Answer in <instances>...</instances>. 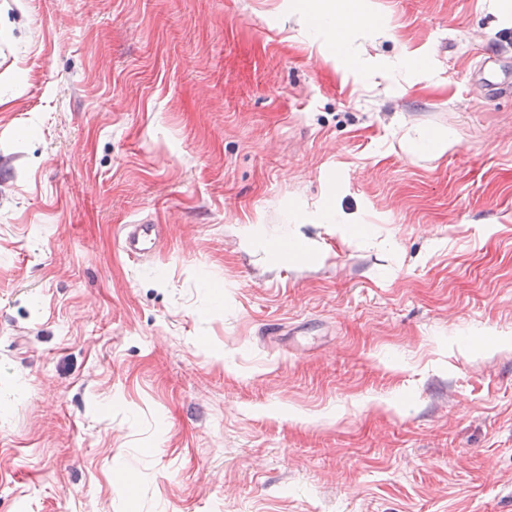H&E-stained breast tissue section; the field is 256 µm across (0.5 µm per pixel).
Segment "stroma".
<instances>
[{
    "instance_id": "obj_1",
    "label": "stroma",
    "mask_w": 512,
    "mask_h": 512,
    "mask_svg": "<svg viewBox=\"0 0 512 512\" xmlns=\"http://www.w3.org/2000/svg\"><path fill=\"white\" fill-rule=\"evenodd\" d=\"M308 7L0 0V512H512V9ZM321 5H315V14L334 19L342 32L347 34L353 31L361 22L363 16L353 0H320ZM138 223L123 225L120 239L121 250L134 259L155 252L161 236L160 224H149L150 221Z\"/></svg>"
}]
</instances>
